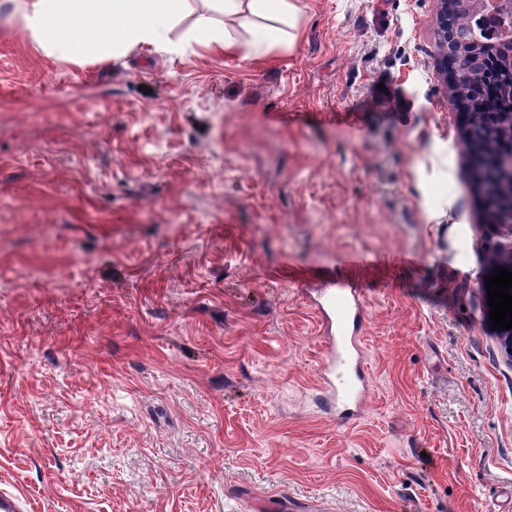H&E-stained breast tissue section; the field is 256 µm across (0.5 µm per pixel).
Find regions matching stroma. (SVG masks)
<instances>
[{"label": "stroma", "instance_id": "obj_1", "mask_svg": "<svg viewBox=\"0 0 512 512\" xmlns=\"http://www.w3.org/2000/svg\"><path fill=\"white\" fill-rule=\"evenodd\" d=\"M439 7L302 0L255 59L76 67L0 5V492L23 512L512 506ZM328 273L365 295L356 421L321 373Z\"/></svg>", "mask_w": 512, "mask_h": 512}]
</instances>
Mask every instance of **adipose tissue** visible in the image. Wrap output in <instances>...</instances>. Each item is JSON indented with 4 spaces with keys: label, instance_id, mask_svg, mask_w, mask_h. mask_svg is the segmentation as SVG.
<instances>
[{
    "label": "adipose tissue",
    "instance_id": "1",
    "mask_svg": "<svg viewBox=\"0 0 512 512\" xmlns=\"http://www.w3.org/2000/svg\"><path fill=\"white\" fill-rule=\"evenodd\" d=\"M23 30L50 60L77 66L148 49L181 57L262 55L287 45L295 0H12Z\"/></svg>",
    "mask_w": 512,
    "mask_h": 512
}]
</instances>
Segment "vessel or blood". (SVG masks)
I'll list each match as a JSON object with an SVG mask.
<instances>
[{
	"mask_svg": "<svg viewBox=\"0 0 512 512\" xmlns=\"http://www.w3.org/2000/svg\"><path fill=\"white\" fill-rule=\"evenodd\" d=\"M318 309L335 333L327 346L322 368L334 375L345 401L356 410H363L369 394L363 368H348L347 360L359 353L358 334L365 312L357 291L335 276L322 280Z\"/></svg>",
	"mask_w": 512,
	"mask_h": 512,
	"instance_id": "1",
	"label": "vessel or blood"
}]
</instances>
